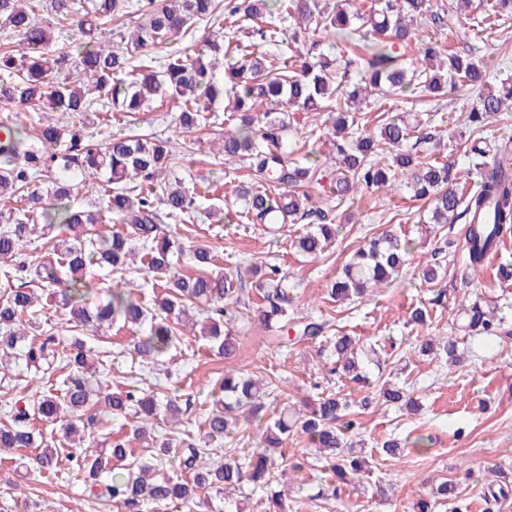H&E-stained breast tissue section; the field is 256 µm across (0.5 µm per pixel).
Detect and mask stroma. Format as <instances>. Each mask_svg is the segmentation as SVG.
I'll use <instances>...</instances> for the list:
<instances>
[{
	"instance_id": "obj_1",
	"label": "stroma",
	"mask_w": 512,
	"mask_h": 512,
	"mask_svg": "<svg viewBox=\"0 0 512 512\" xmlns=\"http://www.w3.org/2000/svg\"><path fill=\"white\" fill-rule=\"evenodd\" d=\"M431 5L432 15L415 23L418 40L441 34L452 52L472 54L487 62L491 82L512 76V19L491 35L464 34L458 30L451 0H432ZM436 13L446 22L444 30H437L433 23ZM475 103L474 95L461 92L431 99L392 96L385 105L395 114L419 116L433 136L444 140V160L464 168L469 164L464 141L473 131L464 127L459 116ZM227 117L223 102H216L212 111L200 114L193 129L179 134L175 131L176 112L166 104L143 113L135 122L112 112L100 113L97 129L105 137L172 138L180 155L175 173L194 192L199 208L190 242L213 251L216 271L241 280L245 297L255 302L261 281L256 265L278 266L288 276L295 318L320 319L329 336L359 337L365 352L372 355L367 366L369 379L383 376L413 392L417 411L379 403L361 411L365 448L373 456L350 492L358 512H413L419 499L429 497L435 481L444 478L457 481L462 512H485L489 487L500 481L512 484V338L469 336L455 322V305L464 298L480 300L482 305L497 308L505 327L512 330V280L503 281L497 275L499 264L512 260V233L505 235L497 253L487 257L483 269L475 271L464 248L465 219L457 218L426 233L420 219L427 216L430 205L406 191L398 195L364 192L344 199L333 208L339 226L336 243L315 259L297 252L292 237L273 238L261 225L210 223L205 210L230 195L234 185L246 179L257 187L262 184L261 177L249 174L243 163L216 162L217 138ZM288 119L293 147L327 153L326 112H295ZM386 231L408 236L415 243L401 278L379 287L374 297L359 303L328 299L329 281L340 274L358 248ZM429 263L440 266L438 280L430 284L422 278ZM417 307L429 313L420 330L408 321ZM420 331L454 337L462 355L460 363L451 366L421 354L416 341ZM271 336L258 319L243 321L237 327L238 352L229 360L217 357L201 337L191 333L170 356L155 363L143 362L135 354L138 334L132 328L112 327L89 345L95 352L96 372L113 386L157 393L176 390L190 399L182 428L193 435L211 406L209 380L227 369L271 381L280 406L298 404L321 389L341 393L355 404L368 395V388L325 377L323 357L316 346L299 342L278 347ZM392 439L400 442L402 452L383 458L378 449ZM24 454L21 463L10 458L0 461V512H98L83 476L68 458H61L57 468L48 471L29 464L32 449H25ZM381 486L387 489V497L379 496ZM261 497V492L246 485L228 497L204 493L200 507H170L166 512H241L245 507L263 512Z\"/></svg>"
}]
</instances>
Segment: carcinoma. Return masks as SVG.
<instances>
[{
  "label": "carcinoma",
  "instance_id": "cac0c4a2",
  "mask_svg": "<svg viewBox=\"0 0 512 512\" xmlns=\"http://www.w3.org/2000/svg\"><path fill=\"white\" fill-rule=\"evenodd\" d=\"M23 0H0V29L19 36V48L3 44L0 49V103L12 106L15 116L45 108L64 112L94 123L97 112L124 116L150 110L155 101H171L180 115L179 125L191 129L200 112L217 100L232 96L231 111L238 122L222 133L224 161H242L261 176L260 188L237 186L235 204L214 206L207 211L220 223L269 224L273 230L284 224L309 223L292 245L305 256L316 258L327 243L335 240L337 225L318 206L310 189L326 191L341 202L362 189L403 187L413 197L433 203L426 222L448 224L465 216L468 228L464 247L470 265L479 266L500 244L503 233L512 228V150L484 139L473 142L469 152L472 166L460 172L441 162L426 145L440 143L420 131L401 115L386 119L378 135L363 132V111L373 94L387 96H439L447 92L474 90L478 100L464 113L465 124L483 130L498 121L501 112L512 110V77L497 87L487 85L484 63L463 58L447 49L442 39L430 36L421 47L420 66L415 67L398 51L415 39L414 18L431 11L430 0H370L367 9L351 10L349 0H336L331 11L321 0H269L272 7L261 10L258 0H147L140 7L141 21L119 44L112 45V29L106 24L124 14L125 0H48L58 23L72 27L65 51L50 49L52 27L36 13L37 5ZM472 0H457L467 29L479 33L512 16V0H485L484 11L474 17L466 13ZM294 21L339 41L338 47L353 56L344 71L319 52L320 40L307 50L299 46L298 32L291 34L294 49L267 60L255 44H244L237 33L249 24L263 43H284L283 25ZM206 21L218 26L207 38L205 48L224 49L231 63L219 77L200 57L171 52L161 70L148 61L131 65L134 58L147 56L161 44L181 40L190 27ZM64 72L51 83L48 76ZM302 112L329 110L331 143L328 160L319 162L316 151L301 158L291 157L286 136L288 123L284 108ZM0 141V195L28 197L22 210H0V265L8 267L6 278L13 281L0 296V370L14 361L27 368L58 367L65 370L61 393L44 391L36 399L14 408L10 422L0 424V450L39 448L31 421L62 423L69 442V458L95 477L92 486L99 505L106 512H146L170 505H187L201 492L221 493L250 484L267 493L272 512H286L276 490L291 474L322 465L328 480L313 499L339 502L343 512H352L343 500L346 488L364 472L366 461L355 455L350 439L360 426L349 400L337 394L321 395L303 404L304 411L283 408L273 420L257 428L258 446L251 454L236 457L224 452V461L203 466L200 460L211 454L209 443L234 433L238 412L259 417L265 409L268 391L250 373L226 370L212 384L213 406L204 421L202 436L163 438L154 446L153 463L140 464L124 443L111 448H93L91 437L99 420L82 417L84 407L106 408V415L134 412L139 419L137 435L158 420L177 422L182 409L177 397L159 399L154 392L130 387L112 391L108 381L88 372L91 351L80 340L68 344L47 330L29 336L22 318L40 298H54L70 308L76 327L91 339L116 325L138 329L134 351L153 360L180 344L183 329L192 313L201 307L207 323L202 337L210 348L226 359L236 355L234 322L250 314L237 284L226 276H212L206 268L214 264L212 252L201 246L192 250V260L201 270L195 277L177 273L175 255L182 252L179 240L160 234L161 216L176 224H189L197 212L196 198L182 181L166 180L175 165L162 142L114 136L100 144L60 123H47L36 133L14 120L4 129ZM58 169V176L45 193L31 189L42 172ZM103 183L104 209L121 229L108 236L91 232L98 215L79 205L78 193L88 180ZM476 181L478 190L465 196L459 181ZM43 231L49 236L51 253L34 264L25 258L29 238ZM144 251V270L153 274L155 286L163 293L147 304L134 296L130 280L123 273L136 247ZM410 250L399 236L385 233L360 247L345 265L342 275L331 281L328 296L336 301L363 299L368 289L395 282L400 277ZM36 287H31V284ZM262 321L277 333V345L288 342L289 331L299 340L316 342L323 337L326 323L288 316L290 298L280 269L272 266L259 285ZM469 331L480 336H501L503 319L484 309L478 301L461 305ZM451 363L460 360L456 340L441 342L436 336L421 337L419 350L426 354L434 346ZM359 339L341 335L329 341L326 363L340 378L363 381L357 357ZM376 395L382 403L412 409L410 392L387 381H377ZM301 435L318 450L315 461L302 456L283 463L282 448ZM179 463L182 476L160 473L165 464ZM456 499L455 485L446 480L433 487L431 497L416 503L414 512H434L442 502Z\"/></svg>",
  "mask_w": 512,
  "mask_h": 512
}]
</instances>
